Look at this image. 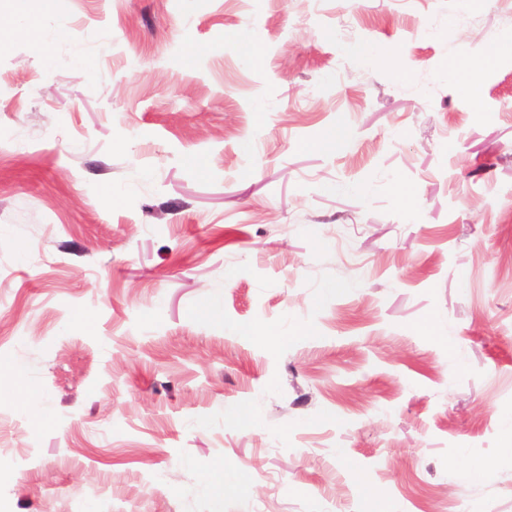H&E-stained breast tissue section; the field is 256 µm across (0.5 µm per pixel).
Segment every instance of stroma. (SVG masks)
<instances>
[{
    "label": "stroma",
    "mask_w": 512,
    "mask_h": 512,
    "mask_svg": "<svg viewBox=\"0 0 512 512\" xmlns=\"http://www.w3.org/2000/svg\"><path fill=\"white\" fill-rule=\"evenodd\" d=\"M30 8L0 375L37 397L0 393V512H512V55L476 100L448 73L512 0Z\"/></svg>",
    "instance_id": "35a3bbf8"
}]
</instances>
